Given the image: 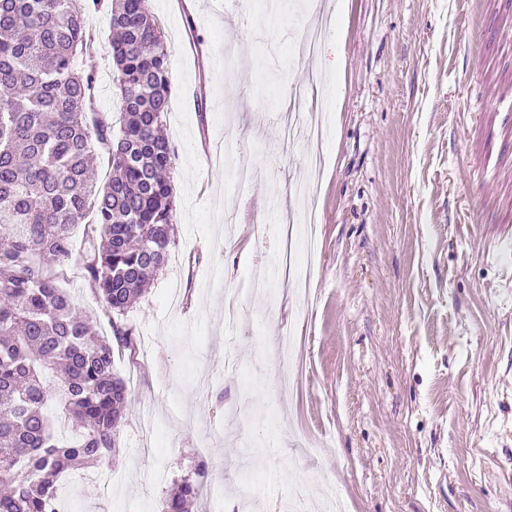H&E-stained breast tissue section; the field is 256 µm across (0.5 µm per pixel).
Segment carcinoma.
<instances>
[{
	"label": "carcinoma",
	"instance_id": "obj_1",
	"mask_svg": "<svg viewBox=\"0 0 512 512\" xmlns=\"http://www.w3.org/2000/svg\"><path fill=\"white\" fill-rule=\"evenodd\" d=\"M100 0H0V512H60L57 478L119 452L129 390L115 352L135 357L134 329L95 334L52 263L72 259L108 313L123 314L169 257L175 153L163 129L169 52L148 0H112V86L118 122L91 119L94 76L85 11ZM111 175L98 187L96 152ZM92 215L75 248L71 228ZM51 400L74 421L62 439ZM202 463L166 501L187 512Z\"/></svg>",
	"mask_w": 512,
	"mask_h": 512
}]
</instances>
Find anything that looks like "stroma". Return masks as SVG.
<instances>
[{"label":"stroma","instance_id":"35a3bbf8","mask_svg":"<svg viewBox=\"0 0 512 512\" xmlns=\"http://www.w3.org/2000/svg\"><path fill=\"white\" fill-rule=\"evenodd\" d=\"M273 2L243 35L220 0H149L170 55L174 244L123 316L140 349L115 359L120 452L59 478L68 512H162L203 461L217 512H281L298 485L346 512H512V0H327L312 59L296 42L314 5ZM110 4L86 12L77 67L112 119ZM310 71L332 92L300 103L330 115L318 171L262 112ZM228 135L252 171L241 186L200 150ZM312 180L316 264L308 294H284L280 236L250 245ZM56 268L110 334L73 262Z\"/></svg>","mask_w":512,"mask_h":512}]
</instances>
